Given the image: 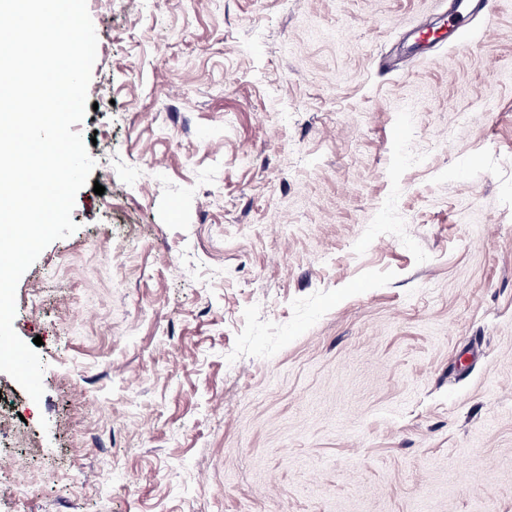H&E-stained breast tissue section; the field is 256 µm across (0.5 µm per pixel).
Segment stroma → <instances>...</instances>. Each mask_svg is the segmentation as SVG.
<instances>
[{"instance_id": "obj_1", "label": "stroma", "mask_w": 512, "mask_h": 512, "mask_svg": "<svg viewBox=\"0 0 512 512\" xmlns=\"http://www.w3.org/2000/svg\"><path fill=\"white\" fill-rule=\"evenodd\" d=\"M447 5L87 0L40 401L0 372L31 512H512V0L402 66Z\"/></svg>"}]
</instances>
